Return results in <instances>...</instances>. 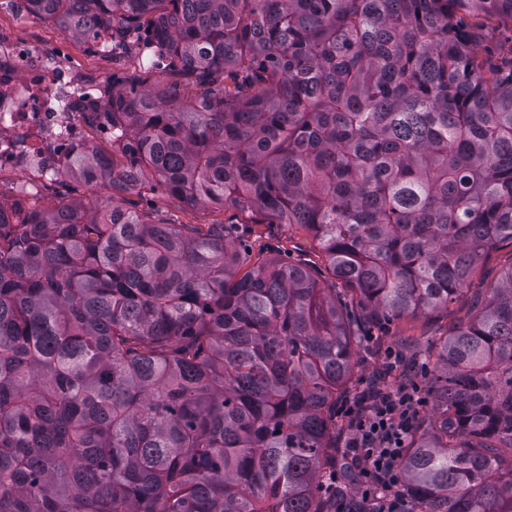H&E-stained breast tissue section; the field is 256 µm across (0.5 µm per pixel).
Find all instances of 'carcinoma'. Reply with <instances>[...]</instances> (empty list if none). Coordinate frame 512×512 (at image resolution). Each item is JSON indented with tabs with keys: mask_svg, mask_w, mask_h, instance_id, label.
I'll use <instances>...</instances> for the list:
<instances>
[{
	"mask_svg": "<svg viewBox=\"0 0 512 512\" xmlns=\"http://www.w3.org/2000/svg\"><path fill=\"white\" fill-rule=\"evenodd\" d=\"M196 78L112 91V196L0 218V512H333L362 328L448 306L512 245V0H28ZM153 178L317 242L305 262L222 224L115 202ZM401 462L405 512H512V269L437 347ZM510 36V32L505 31L504 28L500 30H486L483 32L482 40L480 41L479 53L480 56L488 62V64L497 65L500 62V57L497 54L496 47L499 41L504 40ZM485 48H489V54L485 52Z\"/></svg>",
	"mask_w": 512,
	"mask_h": 512,
	"instance_id": "carcinoma-1",
	"label": "carcinoma"
}]
</instances>
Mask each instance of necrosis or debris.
Instances as JSON below:
<instances>
[{"label":"necrosis or debris","mask_w":512,"mask_h":512,"mask_svg":"<svg viewBox=\"0 0 512 512\" xmlns=\"http://www.w3.org/2000/svg\"><path fill=\"white\" fill-rule=\"evenodd\" d=\"M104 88L85 82L58 54L0 40V180L61 177L78 155L112 159Z\"/></svg>","instance_id":"1"}]
</instances>
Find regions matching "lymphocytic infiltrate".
<instances>
[{
  "label": "lymphocytic infiltrate",
  "instance_id": "lymphocytic-infiltrate-1",
  "mask_svg": "<svg viewBox=\"0 0 512 512\" xmlns=\"http://www.w3.org/2000/svg\"><path fill=\"white\" fill-rule=\"evenodd\" d=\"M425 402L420 388L412 384L378 394L366 410L347 409L353 435L344 442L343 457L358 477L361 495L353 498L337 492V512H364L368 506L401 512L403 502L396 488L406 435Z\"/></svg>",
  "mask_w": 512,
  "mask_h": 512
}]
</instances>
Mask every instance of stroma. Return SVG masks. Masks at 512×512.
Masks as SVG:
<instances>
[{"instance_id":"obj_1","label":"stroma","mask_w":512,"mask_h":512,"mask_svg":"<svg viewBox=\"0 0 512 512\" xmlns=\"http://www.w3.org/2000/svg\"><path fill=\"white\" fill-rule=\"evenodd\" d=\"M0 35L24 40L40 48L63 46L64 63L80 68L92 78L112 82L117 89L145 80L170 88L188 103L203 93L194 78L168 68L150 69L143 66L136 47L112 53H90L84 41L65 35L51 21L22 7L0 12ZM127 200L134 203L137 209L150 212L156 220L165 223L235 226L241 234V248L254 257L273 253L288 262L301 260L320 270L326 264L324 255L314 249L310 238L297 227L253 224L246 214L232 207L190 206L171 196L163 185L153 180L143 189L129 193ZM511 268L512 246L498 248L479 262L467 284L456 293L448 307L419 312L390 321L384 328L373 329L371 352L359 355L356 367L358 379L370 382L382 380L390 387L411 380L421 388H428L433 369L418 362L417 354L423 353L430 341L448 336L455 326L471 321L488 289ZM389 350L401 352L406 362L400 371L387 376L383 373V359Z\"/></svg>"}]
</instances>
